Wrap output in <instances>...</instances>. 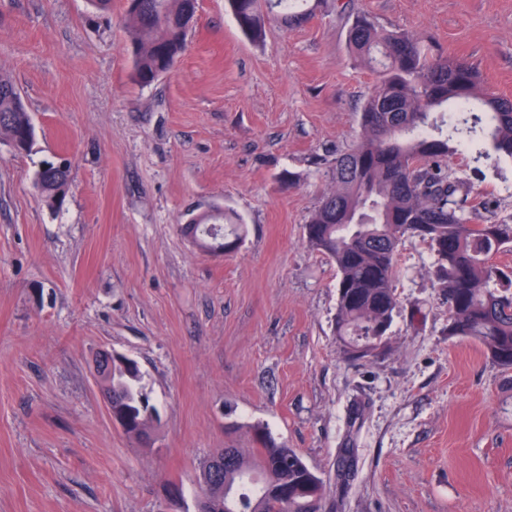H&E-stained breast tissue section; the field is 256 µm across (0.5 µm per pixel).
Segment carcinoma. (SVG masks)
<instances>
[{
	"mask_svg": "<svg viewBox=\"0 0 512 512\" xmlns=\"http://www.w3.org/2000/svg\"><path fill=\"white\" fill-rule=\"evenodd\" d=\"M197 0H135L126 10L128 50L136 81L149 85L171 70L186 48ZM241 32L251 41L266 24L286 28L311 20L328 0H226ZM346 42L355 61L375 82L359 112L361 134L336 153L327 176L334 189L323 195L304 226L306 243L336 264L335 332L349 360L370 357L386 344L399 301L394 275L399 247L415 237L435 256V277L448 302V337L478 342L486 356L512 369V270L496 262L512 245V224H472V187L450 168L461 139L472 159L512 161V100L480 85L467 61L433 54L415 35L387 31L348 0ZM30 150L34 126L14 84L0 77V141ZM62 183L39 170L36 188L46 205ZM198 247L210 250L242 241L232 212L209 213L183 225ZM134 361L112 363L106 385L112 411L125 434L151 438L155 408L140 386ZM256 448H226L200 463L196 496L202 512H321L324 481L303 457L276 442L267 427L253 426ZM232 463L224 465V455Z\"/></svg>",
	"mask_w": 512,
	"mask_h": 512,
	"instance_id": "1",
	"label": "carcinoma"
}]
</instances>
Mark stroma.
<instances>
[{"instance_id":"stroma-1","label":"stroma","mask_w":512,"mask_h":512,"mask_svg":"<svg viewBox=\"0 0 512 512\" xmlns=\"http://www.w3.org/2000/svg\"><path fill=\"white\" fill-rule=\"evenodd\" d=\"M353 6L512 99V0ZM125 9L0 0V76L35 126L27 154L0 142V512H196L200 461L252 447L258 423L327 483L322 512H512V370L449 338L427 244L400 247L380 353L348 361L334 335L336 265L304 226L373 84L344 19L255 43L225 0H197L183 55L146 86ZM62 158L56 211L33 180ZM449 165L473 186V223L512 218L511 162L463 148ZM212 209L245 224L236 252L183 235ZM102 347L138 362L151 444L112 423Z\"/></svg>"}]
</instances>
